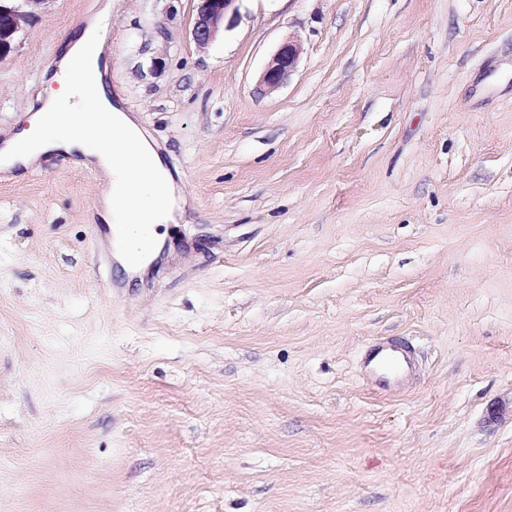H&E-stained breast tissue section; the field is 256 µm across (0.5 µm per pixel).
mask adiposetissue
I'll use <instances>...</instances> for the list:
<instances>
[{"label":"adipose tissue","instance_id":"ef3b65f1","mask_svg":"<svg viewBox=\"0 0 512 512\" xmlns=\"http://www.w3.org/2000/svg\"><path fill=\"white\" fill-rule=\"evenodd\" d=\"M112 15L101 10L60 46L45 95L28 127L0 140V165L25 173L60 151L83 156L86 167L106 178L102 216L123 267H145L163 245L161 225L174 221L173 178L135 118L112 103L104 83L108 59L103 34Z\"/></svg>","mask_w":512,"mask_h":512}]
</instances>
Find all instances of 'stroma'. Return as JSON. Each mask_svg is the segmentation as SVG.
<instances>
[{
  "mask_svg": "<svg viewBox=\"0 0 512 512\" xmlns=\"http://www.w3.org/2000/svg\"><path fill=\"white\" fill-rule=\"evenodd\" d=\"M100 2L0 58V131ZM200 6L105 32L183 202L145 274L91 243L96 171L0 176V512H512V0H239L205 50ZM299 55L300 46L297 41L288 39L283 42L261 74L259 90L264 94H272L282 87L294 71ZM412 366L409 352L394 345L374 344L366 353V368L371 377L382 386H390L389 380L403 379Z\"/></svg>",
  "mask_w": 512,
  "mask_h": 512,
  "instance_id": "1",
  "label": "stroma"
}]
</instances>
